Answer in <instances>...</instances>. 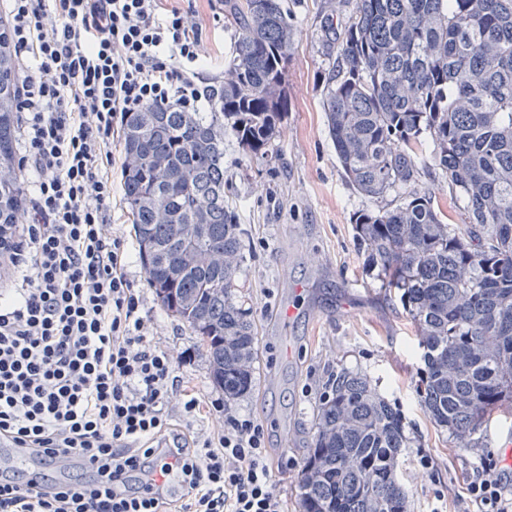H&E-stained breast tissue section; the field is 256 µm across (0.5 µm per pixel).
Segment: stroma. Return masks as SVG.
I'll use <instances>...</instances> for the list:
<instances>
[{
	"label": "stroma",
	"mask_w": 512,
	"mask_h": 512,
	"mask_svg": "<svg viewBox=\"0 0 512 512\" xmlns=\"http://www.w3.org/2000/svg\"><path fill=\"white\" fill-rule=\"evenodd\" d=\"M198 12L206 78L223 76L235 30L218 0H179ZM293 26L288 67V116L272 155L257 160L224 135V198L244 229L248 260L235 286L251 311L258 334L255 386L250 394L225 401L206 358L187 325L158 303L147 280L124 201L120 168L112 170L113 234L129 248L128 274L145 316L173 354L174 373L199 397L200 414L169 411L190 434H214L220 422L210 406L250 414L263 423L273 450L275 482L288 512H298L297 477L315 432L326 381L344 370L366 375L378 393L402 413L409 446L398 475L409 491V512H431L444 489L445 512H464L473 467L512 447V406L491 415L461 451L437 426L418 392L423 350L415 325L397 294L366 270L353 216L395 206L358 193L348 182L327 135L323 100L326 79L336 64V44L326 21L344 26L352 0H283ZM432 458L420 466L421 454Z\"/></svg>",
	"instance_id": "stroma-1"
}]
</instances>
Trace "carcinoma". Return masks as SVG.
Returning <instances> with one entry per match:
<instances>
[{"label":"carcinoma","instance_id":"cac0c4a2","mask_svg":"<svg viewBox=\"0 0 512 512\" xmlns=\"http://www.w3.org/2000/svg\"><path fill=\"white\" fill-rule=\"evenodd\" d=\"M237 37L210 112L124 115L125 200L148 283L199 338L233 401L254 386L257 336L234 288L244 232L224 202V130L266 159L288 114L293 29L281 0H224ZM327 127L355 189L400 203L358 214L367 269L400 293L424 350L418 389L458 447L512 404V0H355L335 32ZM19 62L0 18V225L25 207L15 170ZM460 201L443 221L416 181L423 149ZM400 411L341 371L297 480L300 512H408Z\"/></svg>","mask_w":512,"mask_h":512}]
</instances>
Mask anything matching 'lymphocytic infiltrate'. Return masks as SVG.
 <instances>
[{
  "mask_svg": "<svg viewBox=\"0 0 512 512\" xmlns=\"http://www.w3.org/2000/svg\"><path fill=\"white\" fill-rule=\"evenodd\" d=\"M21 68L18 171L35 177L32 220L0 228V446L90 480L0 474V512H285L263 425L224 418L216 437L165 426L181 393L171 355L148 340L109 229V146L125 113L208 102L197 14L160 0H0ZM171 473V498L154 479ZM474 512H512V465L474 467Z\"/></svg>",
  "mask_w": 512,
  "mask_h": 512,
  "instance_id": "f902f5d3",
  "label": "lymphocytic infiltrate"
}]
</instances>
